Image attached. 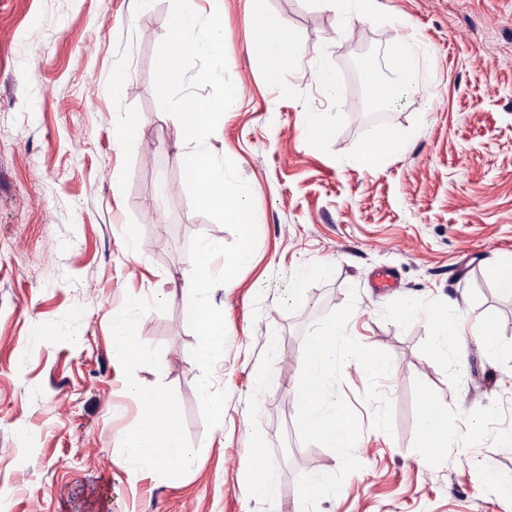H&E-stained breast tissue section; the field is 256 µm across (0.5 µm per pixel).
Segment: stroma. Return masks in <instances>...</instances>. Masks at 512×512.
<instances>
[{"label":"stroma","mask_w":512,"mask_h":512,"mask_svg":"<svg viewBox=\"0 0 512 512\" xmlns=\"http://www.w3.org/2000/svg\"><path fill=\"white\" fill-rule=\"evenodd\" d=\"M219 11L236 99L210 141L255 203V251L211 300L225 351L213 382L228 393L222 429L206 430L191 356L197 337L177 294L195 235L232 232L196 213L184 177L193 146L154 88L172 0H0V498L7 512H267L245 478L255 455L280 474L283 512L300 475L340 459L301 444L293 385L305 333L355 307L350 335L386 352L379 382L392 433L374 431L357 364L340 395L356 413L360 464L328 512H512L494 474H512V292L487 262L512 256V0H378L339 26L321 0H195ZM281 17L299 51L280 76L252 40L257 14ZM425 54L427 80L392 107L365 76L387 67L396 28ZM328 69L338 95L312 73ZM126 80L113 97V79ZM330 126L307 139V112ZM140 116L136 134L120 122ZM406 140L367 146L362 118ZM178 191L158 198L160 184ZM329 261L327 276L297 279ZM388 268L397 284L372 286ZM417 307L457 305L481 335L462 338L463 367L430 347ZM143 305L136 341L154 360L112 355V316ZM282 353L264 346L269 335ZM137 381L163 397L198 466L134 473L120 443L143 425ZM448 406V445L427 447L426 403ZM264 444L254 447L252 437Z\"/></svg>","instance_id":"1"}]
</instances>
